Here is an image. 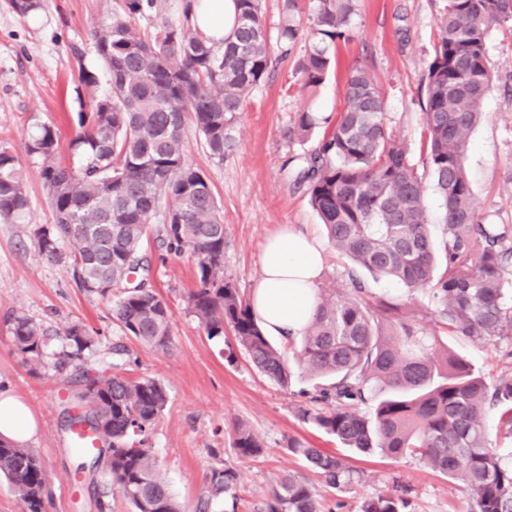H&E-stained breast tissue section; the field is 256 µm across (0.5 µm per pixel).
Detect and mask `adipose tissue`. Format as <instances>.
<instances>
[{"instance_id":"ef3b65f1","label":"adipose tissue","mask_w":512,"mask_h":512,"mask_svg":"<svg viewBox=\"0 0 512 512\" xmlns=\"http://www.w3.org/2000/svg\"><path fill=\"white\" fill-rule=\"evenodd\" d=\"M237 19L235 0H197L193 22L212 41L229 36ZM324 266V246L295 225H283L261 250V276L249 301L268 334L302 336L317 307L318 280ZM38 424L10 386L0 387V437L20 445L32 442Z\"/></svg>"}]
</instances>
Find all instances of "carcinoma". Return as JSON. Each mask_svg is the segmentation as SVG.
Here are the masks:
<instances>
[{
  "label": "carcinoma",
  "instance_id": "obj_1",
  "mask_svg": "<svg viewBox=\"0 0 512 512\" xmlns=\"http://www.w3.org/2000/svg\"><path fill=\"white\" fill-rule=\"evenodd\" d=\"M237 24L221 43L192 24V0H182L176 23L161 15L156 0H121L119 10L91 31L96 54L108 74L110 91H96L90 71L82 80L88 100L81 104L80 131L70 141L79 167L57 159L56 130L43 124L31 137L29 153L41 160L40 179L53 223L37 228V246L51 262L68 265L76 285L111 302L122 332L155 350L171 343L167 304L149 283L151 265L143 253L152 218L162 201L161 241L176 256L188 251L197 261L196 287L188 308L211 340L231 328L238 346L268 379L288 384L290 366L251 313L249 299L224 278V224L216 194L203 172L185 159L192 126L209 154L224 159L231 129L249 93L265 78L273 57L294 50L300 23L297 0H284L285 18L276 40L264 21L263 0H236ZM22 16H36L45 0H11ZM356 0H314L313 42L298 63L301 92L319 87L333 57L330 47L349 36ZM161 16L151 38L136 23ZM512 26V0H444L438 38L420 78L424 91L419 160L388 132L385 103L373 75L355 68L344 88V108L296 172L330 245L358 268L423 290L437 302L431 327L400 314V305L373 301L356 271L350 287L328 288L294 352L307 374L320 381L297 417L361 453L376 449L393 460L418 459L470 491L469 512H512V462L489 440V416L497 432L512 436V374L489 386L441 334L486 344L512 341V227L489 224L474 204L464 156L467 137L481 120V105L492 83L487 33ZM316 124L297 114L288 137L303 138ZM443 206V245L437 248L428 224L426 181ZM26 182L17 160L0 149V223L21 218L28 208ZM19 354L41 360L48 333L25 316L7 318ZM69 350L79 358L95 346L81 323L66 331ZM129 349L112 347L105 364L112 375L85 379L82 420L107 445L108 482L134 512H207L223 498L224 512H237L240 473L226 466L212 471L209 499L191 508L178 502L158 476L150 434L168 403L162 382L122 374ZM378 400L360 410L371 394ZM234 447L240 458L263 453L259 438L240 426ZM288 451L344 491L360 473L344 458L297 439ZM0 475L23 512H48L49 475L40 457L0 439ZM406 484L362 501L360 512H410ZM264 512H325L306 482L288 476L273 489Z\"/></svg>",
  "mask_w": 512,
  "mask_h": 512
}]
</instances>
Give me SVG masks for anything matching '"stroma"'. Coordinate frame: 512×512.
<instances>
[{"label": "stroma", "mask_w": 512, "mask_h": 512, "mask_svg": "<svg viewBox=\"0 0 512 512\" xmlns=\"http://www.w3.org/2000/svg\"><path fill=\"white\" fill-rule=\"evenodd\" d=\"M119 0H46L36 17L19 15L10 0H0V148L8 149L27 182L29 207L11 224L0 223V380L8 382L36 417L39 434L32 447L50 476L49 512H133L129 501L106 492L107 464L80 470L70 445L68 412L78 411L75 395L83 378L104 371L100 353L121 343L133 362L131 378L162 381L169 402L151 435L161 478L172 494L188 505L206 498L213 469L226 465L240 471L238 512H259L273 488L288 476L305 480L334 505L336 512H359L364 498L391 492L394 480L410 486L413 512H467L470 493L462 483L412 458L392 460L375 453L347 452L348 463L364 474L360 484L338 492L307 469L287 449L297 438L336 453V442L297 417L304 400L300 390L316 382L295 371L289 386L259 373L240 350L233 333L208 340L187 309L196 286V260L188 253L168 256L155 230L144 244L153 264V284L172 314V342L156 351L125 336L113 321L108 300L80 291L65 264L48 261L34 239L37 225L52 223V209L42 189L40 160L28 152L29 134L37 125L57 129L60 157L75 163L69 142L78 128L79 95L85 88L80 70L99 74L90 32L109 16ZM443 0H358L353 37L337 43L336 66L310 95L300 92L298 63L310 45L308 22H301L295 51L271 67L251 92L231 130L233 146L223 159L210 156L204 139L191 131L186 158L200 168L213 188L224 221V276L243 294L260 277L264 240L280 225L293 224L320 237L321 221L305 187L295 185L291 162H303L321 138L324 119L344 105V83L353 67L368 69L384 99L389 131L420 152L419 79L437 37L436 20ZM493 83L483 99L484 120L468 136L465 168L479 212L492 224H512V28L492 27L487 39ZM320 119L301 140L288 137L300 111ZM378 298L400 301L405 317L427 323L434 310L428 294H408L390 279H366ZM31 319L50 332L41 361L17 352L6 315ZM92 328L95 348L81 358L62 360L66 329L75 323ZM450 350L466 359L487 383L512 371V343L492 346L460 336L448 337ZM234 361H227V354ZM247 425L262 441L263 454L239 458L233 447L235 428Z\"/></svg>", "instance_id": "35a3bbf8"}]
</instances>
